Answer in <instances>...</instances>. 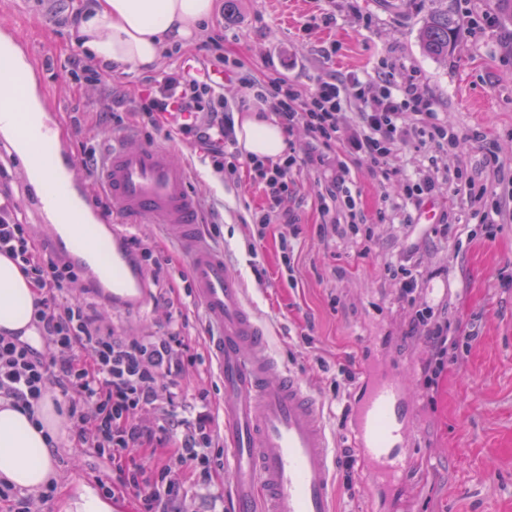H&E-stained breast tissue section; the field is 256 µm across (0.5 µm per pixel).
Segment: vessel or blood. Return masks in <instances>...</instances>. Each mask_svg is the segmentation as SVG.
Wrapping results in <instances>:
<instances>
[{
    "label": "vessel or blood",
    "mask_w": 512,
    "mask_h": 512,
    "mask_svg": "<svg viewBox=\"0 0 512 512\" xmlns=\"http://www.w3.org/2000/svg\"><path fill=\"white\" fill-rule=\"evenodd\" d=\"M98 161L95 176L112 198L111 219L86 225L64 208L45 216L44 229L58 254L78 261L87 285L114 305L142 308L149 290L116 224L172 227L188 257L194 296L211 328L208 348L224 383L234 512H331L336 440L322 405L271 354L240 278L201 236L198 195L186 165L175 160L170 146L128 130L107 136ZM76 230L95 242V252L74 247ZM363 387L352 446L375 481L396 480L416 465L401 452L410 438L409 385L401 371L367 370Z\"/></svg>",
    "instance_id": "b4317fda"
}]
</instances>
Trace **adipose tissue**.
<instances>
[{"label": "adipose tissue", "mask_w": 512, "mask_h": 512, "mask_svg": "<svg viewBox=\"0 0 512 512\" xmlns=\"http://www.w3.org/2000/svg\"><path fill=\"white\" fill-rule=\"evenodd\" d=\"M213 10L214 0H96L81 16L78 33L84 51L99 64L149 70L163 47L191 43ZM235 130L244 155L276 160L288 151L282 125L259 109L237 117ZM0 134L14 146L34 183H42L40 147L51 133L34 83L0 109ZM36 299L15 261L0 254V333L40 346L33 323ZM67 435L66 411L52 398H45L32 417L0 397V482L28 493L55 486L57 447Z\"/></svg>", "instance_id": "1"}]
</instances>
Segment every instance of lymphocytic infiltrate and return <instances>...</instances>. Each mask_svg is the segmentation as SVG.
I'll return each instance as SVG.
<instances>
[{
  "mask_svg": "<svg viewBox=\"0 0 512 512\" xmlns=\"http://www.w3.org/2000/svg\"><path fill=\"white\" fill-rule=\"evenodd\" d=\"M239 72L253 99L288 129L304 125L312 138L305 156L286 155L279 162L248 160L253 179L262 185L266 205L254 215V234L265 239L273 217L288 192L294 168L311 166L331 170L319 195L320 209L329 215L324 235L347 237L352 227L340 223L338 207L354 209L356 199L346 185L348 161H369L383 178L394 171L389 158L397 144L448 142V129L439 123L431 102L413 84L396 83L391 73L378 75L379 92L365 98L356 121L345 123V82L316 77L309 92L281 78L259 80L241 71L237 61L224 55L200 62L194 71L173 69L147 77L134 99L103 89L104 109L114 124L133 116L146 132H164L192 140L218 172H237L239 151L231 110L224 103L215 74ZM487 163L502 192L491 207L480 210V223L504 220L512 207V168L503 165L495 149ZM13 159L0 157V253L18 260L23 275L38 293L35 324L43 340L36 349L14 336H0V397L14 407L35 414L40 400L57 389L68 404L69 429L79 447L107 454L117 471L111 491L134 493L140 512H184L177 489L185 472L196 486L211 488L215 470L209 451L220 444V432L208 406L207 393L198 396L200 407L179 415L175 379L194 365L191 346L180 314L167 316L162 336H120L94 315L90 307L67 289L80 281L75 266L40 250L24 218V209L11 184ZM412 332L421 335L429 350L422 367L424 388L435 393L448 372V352L457 346L448 334L447 320L432 309L417 311ZM180 432L181 446L162 456L148 469L135 459L137 449L167 442Z\"/></svg>",
  "mask_w": 512,
  "mask_h": 512,
  "instance_id": "1",
  "label": "lymphocytic infiltrate"
}]
</instances>
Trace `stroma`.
Listing matches in <instances>:
<instances>
[{
    "mask_svg": "<svg viewBox=\"0 0 512 512\" xmlns=\"http://www.w3.org/2000/svg\"><path fill=\"white\" fill-rule=\"evenodd\" d=\"M449 9L475 23L476 35L462 36L447 60L427 55L419 31L431 0H215V9L195 41L180 54H161L157 71L193 69L206 54L211 36H226L224 52L260 76L282 77L309 91L316 75L333 73L366 80L364 93L348 88L346 120H354L373 96L379 63L388 62L397 80L410 79L454 133L450 149L429 143L397 145L389 160L395 180H380L371 164H349L348 185L357 199L351 238L320 234L324 217L319 194L322 170L294 169L281 209L294 218V267L281 262L279 241L285 227L274 220L263 242L253 236L252 215L265 204L261 185L247 165L236 174L217 173L200 160L194 143L176 138V157L185 163L200 195L199 230L238 272L253 310L270 328V345L286 370L321 400L324 421L336 445L348 447L349 422L341 418L331 385L333 372L361 374L395 368L406 373L414 399L415 443L419 460L397 483L372 486L361 466L336 468L337 512H512V221L481 224L465 186L441 189L421 206L407 201L405 178L427 166L440 173L463 172L497 190L485 164L493 145L512 166V17L497 0H448ZM13 30L27 50V62L42 65L36 80L43 105L57 112L58 140L70 154L100 148L113 129L100 115V86L137 94L142 72L100 69L98 81L67 73L65 64L84 51L76 30L60 29L36 0H0V26ZM86 114L75 128L73 110ZM458 227L457 240L433 231L442 214ZM126 236L140 239L169 263L172 295L186 316L184 331L196 354V367L178 380L179 399L192 406L208 391L213 406L224 398V384L209 356V327L202 309L187 297V259L163 224H132ZM406 268L420 276L414 302L401 298L394 276ZM153 288L141 309L118 308L96 290L87 298L100 316L123 336L159 334L165 329ZM432 308L448 320L449 335L467 342L434 397H427L420 366L424 340L410 332L417 310ZM219 479L214 493L184 480L181 490L192 512H228L229 460L225 448L213 451ZM57 491L36 500L35 512H56L61 493L82 482L111 483L112 466L91 449L63 445Z\"/></svg>",
    "mask_w": 512,
    "mask_h": 512,
    "instance_id": "obj_1",
    "label": "stroma"
}]
</instances>
